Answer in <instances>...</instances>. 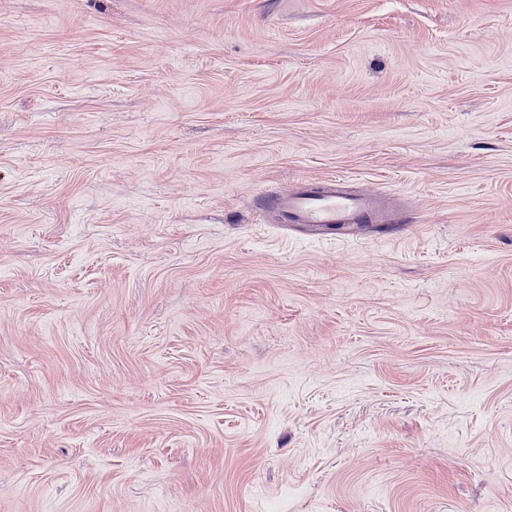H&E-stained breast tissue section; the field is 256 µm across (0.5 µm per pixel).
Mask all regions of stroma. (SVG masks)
<instances>
[{"label": "stroma", "instance_id": "obj_1", "mask_svg": "<svg viewBox=\"0 0 512 512\" xmlns=\"http://www.w3.org/2000/svg\"><path fill=\"white\" fill-rule=\"evenodd\" d=\"M0 512H512V0H0ZM340 183L333 177L302 183L291 190H259L258 213L274 212L276 222L284 228L313 225L332 231L341 225L366 221L386 224L384 211L373 194L351 193L343 190Z\"/></svg>", "mask_w": 512, "mask_h": 512}]
</instances>
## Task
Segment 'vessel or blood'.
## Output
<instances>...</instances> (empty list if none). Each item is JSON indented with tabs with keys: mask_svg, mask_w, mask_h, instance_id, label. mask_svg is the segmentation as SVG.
Masks as SVG:
<instances>
[{
	"mask_svg": "<svg viewBox=\"0 0 512 512\" xmlns=\"http://www.w3.org/2000/svg\"><path fill=\"white\" fill-rule=\"evenodd\" d=\"M256 200L259 213L274 212L284 228L313 225L333 230L346 224L385 221L384 211L373 194L345 191L335 178L302 183L284 191L262 189Z\"/></svg>",
	"mask_w": 512,
	"mask_h": 512,
	"instance_id": "vessel-or-blood-1",
	"label": "vessel or blood"
}]
</instances>
